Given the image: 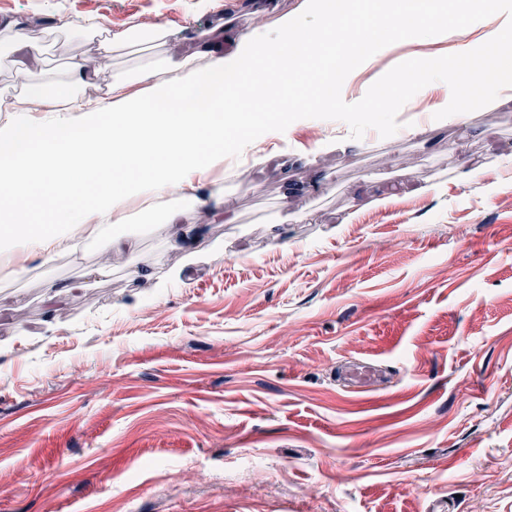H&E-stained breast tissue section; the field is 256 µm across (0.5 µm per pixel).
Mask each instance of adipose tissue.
<instances>
[{"instance_id":"adipose-tissue-1","label":"adipose tissue","mask_w":512,"mask_h":512,"mask_svg":"<svg viewBox=\"0 0 512 512\" xmlns=\"http://www.w3.org/2000/svg\"><path fill=\"white\" fill-rule=\"evenodd\" d=\"M411 13L374 24L377 37L400 43L427 32V0ZM308 36L295 17L273 26L277 48L262 54L258 35L243 36L231 53L201 44L160 64L119 73L114 58L136 53L139 42H164L166 24L131 22L118 33L85 29L86 49L52 86L36 82L47 37L19 20L0 19V59L10 65L0 88V261L20 251L44 260L66 253L79 234L125 223L131 206L168 224L181 212L222 210L224 196L200 197L208 173L223 170L224 153L241 149L257 132V113L244 93H274L276 85L311 88L317 100L338 105L337 75L344 56L357 53L363 20L320 0ZM468 18L441 19L439 28L462 36L448 59V93L433 112L463 122L468 97L484 105L512 100V86L496 80V62L512 47V7L495 9L484 48L465 36Z\"/></svg>"}]
</instances>
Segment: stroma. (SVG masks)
I'll use <instances>...</instances> for the list:
<instances>
[{
    "instance_id": "35a3bbf8",
    "label": "stroma",
    "mask_w": 512,
    "mask_h": 512,
    "mask_svg": "<svg viewBox=\"0 0 512 512\" xmlns=\"http://www.w3.org/2000/svg\"><path fill=\"white\" fill-rule=\"evenodd\" d=\"M308 0H0L57 32L167 22L228 41ZM455 35L364 45L339 82L447 61ZM448 84L374 121L300 113L224 158L192 245L130 211L0 283V512H512V102L458 124ZM150 278L138 277V270ZM69 292L50 298L49 286ZM377 376L353 392L339 373Z\"/></svg>"
}]
</instances>
